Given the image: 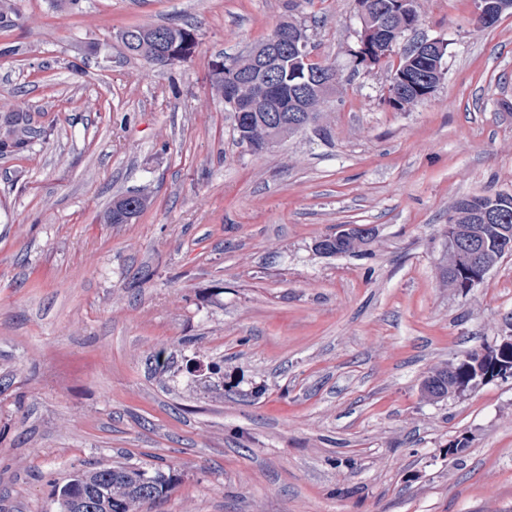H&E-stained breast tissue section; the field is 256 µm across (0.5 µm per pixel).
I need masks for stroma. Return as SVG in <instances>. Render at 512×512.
Here are the masks:
<instances>
[{"label":"stroma","instance_id":"obj_1","mask_svg":"<svg viewBox=\"0 0 512 512\" xmlns=\"http://www.w3.org/2000/svg\"><path fill=\"white\" fill-rule=\"evenodd\" d=\"M0 29V512H58L76 470L171 467L141 512H512V379L430 401V369L500 342L512 255L443 280L461 197L512 194V13L417 0L396 46L447 73L404 109L356 65V0H21ZM304 22L340 87L320 121L255 154L213 62ZM198 28L187 59L127 55L129 26ZM148 196L135 222L103 214ZM373 228L368 256L313 245ZM170 362L155 368L152 355ZM469 446L449 461L448 444ZM418 56H427L433 58L430 63V67H434V59L440 58L444 63L445 55L447 54V43L440 39H433L424 41L417 44ZM415 54V50L412 48L409 51L402 54L400 61L396 68H393L391 75L403 72L409 69H414L422 64L419 57ZM24 109L13 113L11 123H13V134L11 137L0 140V152L2 153H21L28 149L31 139L34 138L33 131L28 124L24 123ZM149 200L139 193L121 195L112 202V207L104 216L106 224H130L148 207Z\"/></svg>","mask_w":512,"mask_h":512}]
</instances>
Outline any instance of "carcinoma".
Segmentation results:
<instances>
[{
  "label": "carcinoma",
  "mask_w": 512,
  "mask_h": 512,
  "mask_svg": "<svg viewBox=\"0 0 512 512\" xmlns=\"http://www.w3.org/2000/svg\"><path fill=\"white\" fill-rule=\"evenodd\" d=\"M20 18L16 0H0V27L15 25ZM128 38L122 41L132 55L145 60L151 66H168L188 57L197 45V30L174 25L153 27L132 26L124 29ZM242 111L232 113L235 127H243L249 138L262 143L266 139L282 141L297 133L286 124H272L268 113L263 111V101L254 87L238 90ZM22 111L13 113V134L0 140V152L21 153L28 149L33 130L24 123ZM149 200L139 193L121 195L112 202L104 216L106 224H130L148 207ZM491 207L501 215L497 224H469L466 213L474 209ZM448 219V228L457 241L472 237L480 238L487 259L498 263L503 257V248L512 243V195L488 192L482 195L465 196L455 201ZM330 248L329 255H366L362 245L367 240L361 236L324 235ZM446 263L442 266V278L448 286L467 292L483 282L484 277L471 269L461 255L448 250ZM512 368V345H496L486 355L479 356L468 351L452 361L434 368L423 383V394L428 400L444 399L459 387L467 386L476 379L493 378ZM174 484L173 474L160 468L136 466H103L75 473L62 485L54 486L59 509L71 497L92 490L99 499L98 512H138L145 504H153L167 496Z\"/></svg>",
  "instance_id": "1"
}]
</instances>
